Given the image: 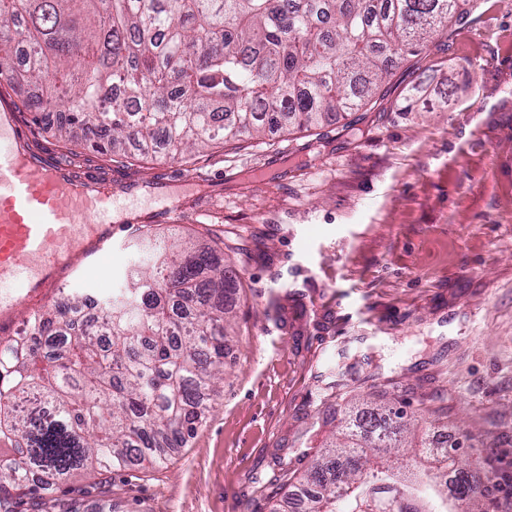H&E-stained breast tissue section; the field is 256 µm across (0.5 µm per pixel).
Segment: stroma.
Segmentation results:
<instances>
[{"instance_id": "35a3bbf8", "label": "stroma", "mask_w": 512, "mask_h": 512, "mask_svg": "<svg viewBox=\"0 0 512 512\" xmlns=\"http://www.w3.org/2000/svg\"><path fill=\"white\" fill-rule=\"evenodd\" d=\"M470 4L374 103L177 164L168 192L188 220L67 273L64 288L112 293L156 239L203 248L214 226L243 284L216 409L166 466L113 473L111 512H289L299 483L267 498L253 477H271L279 448L305 474L352 405L381 400L408 415L445 406L455 445L495 473L493 512H512V0ZM415 87L414 110L398 111ZM9 103L31 150L138 184V206L156 209L165 162L110 169Z\"/></svg>"}]
</instances>
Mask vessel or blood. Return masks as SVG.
<instances>
[{
	"label": "vessel or blood",
	"instance_id": "1",
	"mask_svg": "<svg viewBox=\"0 0 512 512\" xmlns=\"http://www.w3.org/2000/svg\"><path fill=\"white\" fill-rule=\"evenodd\" d=\"M10 111L0 112V314L47 304L76 262L111 249L116 220L133 196L74 175L69 166L21 151Z\"/></svg>",
	"mask_w": 512,
	"mask_h": 512
}]
</instances>
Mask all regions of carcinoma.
<instances>
[{"instance_id": "obj_1", "label": "carcinoma", "mask_w": 512, "mask_h": 512, "mask_svg": "<svg viewBox=\"0 0 512 512\" xmlns=\"http://www.w3.org/2000/svg\"><path fill=\"white\" fill-rule=\"evenodd\" d=\"M468 0H0V67L69 141L112 144L111 161L192 153L311 129L367 105L391 58L415 56L466 14ZM241 288L223 249L174 241L131 288L102 304L111 337L84 330L67 293L0 337V512H83L105 475L161 465L214 408L230 313ZM448 492L428 431L394 408L347 415L303 477L304 512H490L480 457L455 455ZM96 474L102 481L82 484Z\"/></svg>"}]
</instances>
